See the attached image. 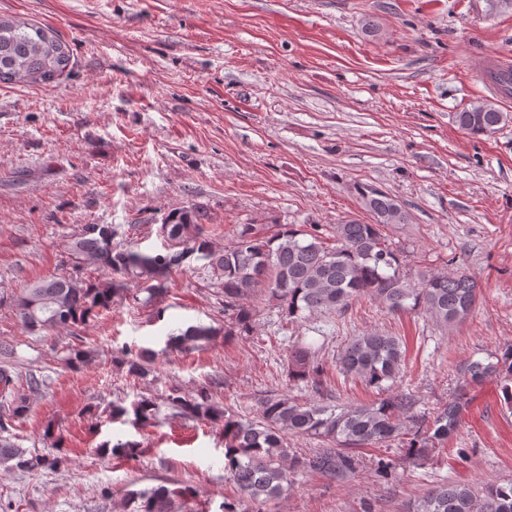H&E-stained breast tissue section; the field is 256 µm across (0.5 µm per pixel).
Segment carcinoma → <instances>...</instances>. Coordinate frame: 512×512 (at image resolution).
I'll return each instance as SVG.
<instances>
[{
  "label": "carcinoma",
  "instance_id": "1",
  "mask_svg": "<svg viewBox=\"0 0 512 512\" xmlns=\"http://www.w3.org/2000/svg\"><path fill=\"white\" fill-rule=\"evenodd\" d=\"M68 45L48 26L0 18V83H47L70 66ZM460 128L474 136L496 133L508 121L494 103L483 102L455 114ZM371 222L347 221L334 227L336 246L325 245L319 226L301 230L283 224L265 236L254 224H240L231 245L217 249L203 225L202 214L192 204L169 212L159 225L167 243L166 253L145 254L114 242L110 224H86L66 246L69 275L34 281L11 297L21 325L30 332L48 334L65 330L79 343L69 349L66 365L79 367L90 351L80 344L81 331L99 312L112 307L115 297L132 283H147L203 260L211 273V285L224 296L229 315L226 336H248L253 332L256 310L246 303L258 289L276 302L283 319L295 322L317 312L346 311L356 300L372 298L390 312L421 308L444 326L463 323L478 303V285L467 272L404 271L402 251L387 244L384 228L408 223V212L387 192L374 186L358 188ZM107 275L101 281L81 276L86 269ZM213 330L198 326L179 338V346L210 339ZM133 376L154 373V351H127L119 359ZM405 362V348L396 336L367 332L353 338L338 359L339 373L360 380L385 394L368 405L331 407L312 402L296 403L286 398L264 396L258 400V420L244 419L212 402L203 386L193 394L173 389L167 404L178 414L222 426L224 470L242 499L222 505V512H249L245 503L263 505L284 492L288 476L309 471L331 479L346 480L358 469L359 449L382 447L401 441L404 455L416 462L433 459L439 446L460 425L469 406L464 390L430 416L414 411L415 400L395 387ZM288 380L304 381L315 392L324 389V368L309 346H295L288 356ZM493 377L500 384V403L512 410V347L484 363L472 361L464 372V385H479ZM0 393L9 405L0 406V433L9 431L30 409L29 397L14 387V372L0 363ZM148 423L158 412L156 401L140 396L126 408L112 404V419L128 413ZM288 434L307 436L321 443L310 455L289 454ZM43 440L51 451L29 455L20 448L0 446V460L21 472L55 471L68 462L64 439L55 425L46 424ZM288 459L289 465L281 463ZM180 490L167 487L132 493L134 512H174ZM408 512H512V479L474 486L466 482H443L431 487Z\"/></svg>",
  "mask_w": 512,
  "mask_h": 512
}]
</instances>
